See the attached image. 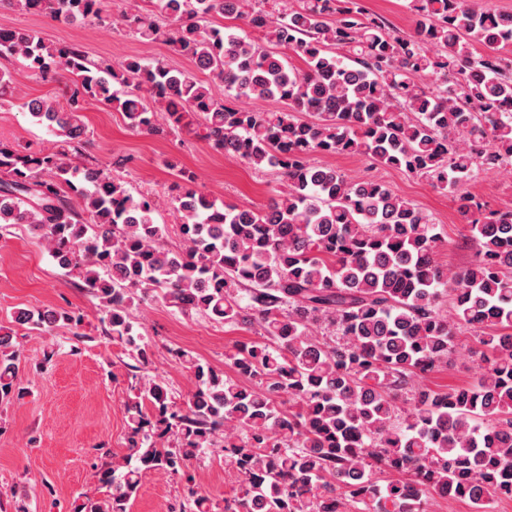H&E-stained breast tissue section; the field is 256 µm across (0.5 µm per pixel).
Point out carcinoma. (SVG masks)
Segmentation results:
<instances>
[{"instance_id":"carcinoma-1","label":"carcinoma","mask_w":512,"mask_h":512,"mask_svg":"<svg viewBox=\"0 0 512 512\" xmlns=\"http://www.w3.org/2000/svg\"><path fill=\"white\" fill-rule=\"evenodd\" d=\"M276 5L146 0L121 15L207 80L141 58L116 69L79 43L51 46L32 31L0 28V58L22 59L44 81L69 75L65 104H21L57 140L41 148L0 141V224L27 225L97 301L105 334L142 365L149 343L132 308L145 300L261 336L229 354L231 375L176 352L197 391L179 406L162 378L139 388L126 408L130 454L96 472L106 497L86 498L77 512H130L144 473L177 475L219 443L235 494L220 504L191 487L178 512H431L449 495L488 512L512 499V205L488 210L459 197L478 251L470 267L452 271L437 261L436 225L411 202L312 156L367 158L444 191L512 166V11L411 0L416 27L399 36L362 0H301L280 14ZM4 6L100 22L108 0ZM213 15L244 21L268 46L240 28L205 26ZM475 43L488 52L474 53ZM421 75L437 89L421 88ZM90 100L116 106L134 132L185 131L276 170L285 188L262 209L226 204L170 162L181 240L172 248L152 200L97 164L72 161L86 143ZM243 100L288 110L247 109ZM14 321L50 334L82 316L21 309ZM486 327L496 332L479 337L485 367L474 383L413 384L448 366L458 330ZM23 392L13 333L1 332L0 399ZM377 474L389 479L381 484Z\"/></svg>"}]
</instances>
